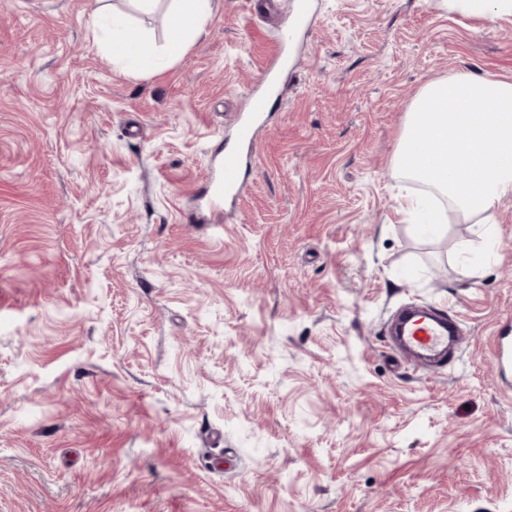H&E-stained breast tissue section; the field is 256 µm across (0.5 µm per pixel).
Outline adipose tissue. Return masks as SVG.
Listing matches in <instances>:
<instances>
[{
    "mask_svg": "<svg viewBox=\"0 0 512 512\" xmlns=\"http://www.w3.org/2000/svg\"><path fill=\"white\" fill-rule=\"evenodd\" d=\"M169 18L166 53L182 56L211 16V0H176ZM461 16L512 22V0H441ZM392 163L448 201L447 212L430 211L426 200L408 196L402 214L428 224L447 213L484 226V247L496 245L500 208L512 202V79L457 72L427 83L407 113Z\"/></svg>",
    "mask_w": 512,
    "mask_h": 512,
    "instance_id": "ef3b65f1",
    "label": "adipose tissue"
}]
</instances>
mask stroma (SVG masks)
I'll use <instances>...</instances> for the list:
<instances>
[{"label": "stroma", "mask_w": 512, "mask_h": 512, "mask_svg": "<svg viewBox=\"0 0 512 512\" xmlns=\"http://www.w3.org/2000/svg\"><path fill=\"white\" fill-rule=\"evenodd\" d=\"M170 6L0 0V512H512L491 362L512 204L490 261L478 225L403 220L423 187L392 164L428 82L512 77V23L213 0L182 57L136 76L89 27L123 15L158 51ZM268 68L243 189L214 214L207 169ZM407 303L461 326L426 376L386 341Z\"/></svg>", "instance_id": "1"}]
</instances>
